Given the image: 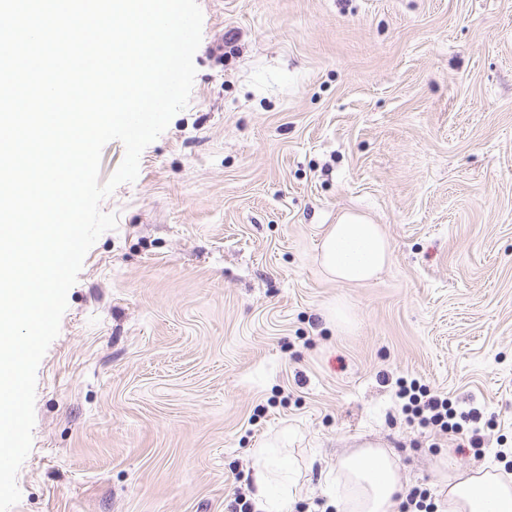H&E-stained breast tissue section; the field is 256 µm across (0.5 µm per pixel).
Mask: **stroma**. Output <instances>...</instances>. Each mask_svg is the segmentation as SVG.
<instances>
[{
    "instance_id": "obj_1",
    "label": "stroma",
    "mask_w": 512,
    "mask_h": 512,
    "mask_svg": "<svg viewBox=\"0 0 512 512\" xmlns=\"http://www.w3.org/2000/svg\"><path fill=\"white\" fill-rule=\"evenodd\" d=\"M198 4L189 102L100 205L11 512H234L262 448L325 512L368 443L439 500L512 448V0ZM344 212L392 247L365 286L317 261ZM400 378L483 409L484 452L409 423Z\"/></svg>"
}]
</instances>
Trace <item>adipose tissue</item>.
Segmentation results:
<instances>
[{
  "mask_svg": "<svg viewBox=\"0 0 512 512\" xmlns=\"http://www.w3.org/2000/svg\"><path fill=\"white\" fill-rule=\"evenodd\" d=\"M390 258L380 226L357 213L342 214L328 225L319 254L328 277L352 285L374 280ZM338 471L353 494L332 498L336 512H394L399 487L396 464L386 450L366 446L346 452ZM442 504L444 512H512V481L488 471H462L449 479Z\"/></svg>",
  "mask_w": 512,
  "mask_h": 512,
  "instance_id": "ef3b65f1",
  "label": "adipose tissue"
}]
</instances>
